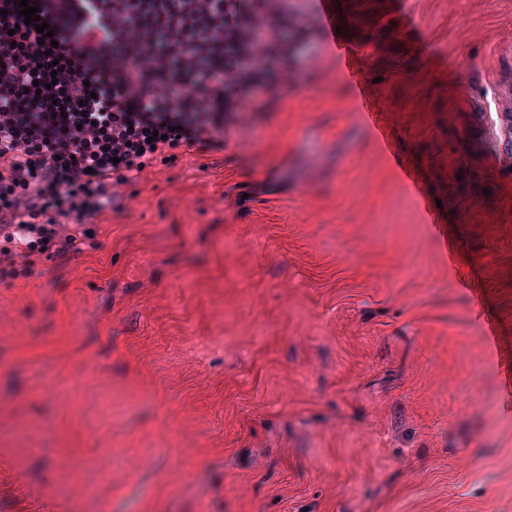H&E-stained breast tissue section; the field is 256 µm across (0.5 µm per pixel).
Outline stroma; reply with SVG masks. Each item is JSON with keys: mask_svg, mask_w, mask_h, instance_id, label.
<instances>
[{"mask_svg": "<svg viewBox=\"0 0 512 512\" xmlns=\"http://www.w3.org/2000/svg\"><path fill=\"white\" fill-rule=\"evenodd\" d=\"M364 2L354 64L432 215L319 38L255 129L0 286V512H512V156L457 101H492L512 0ZM345 74L354 80L357 86V97L354 101L352 112H357V115L364 120L367 125L376 134L380 147L384 154H386L395 164L399 170L402 181L405 186L412 192L413 196L420 202L426 209L427 200L424 193V186L428 178L425 167L420 164L414 166L407 165L403 162L393 148V144L388 132V129L383 125L380 119V112L382 107L378 100L372 98L366 85L362 79L356 74L355 70L350 64L346 66Z\"/></svg>", "mask_w": 512, "mask_h": 512, "instance_id": "1", "label": "stroma"}]
</instances>
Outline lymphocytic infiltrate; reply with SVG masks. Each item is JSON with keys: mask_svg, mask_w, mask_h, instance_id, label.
<instances>
[{"mask_svg": "<svg viewBox=\"0 0 512 512\" xmlns=\"http://www.w3.org/2000/svg\"><path fill=\"white\" fill-rule=\"evenodd\" d=\"M291 2L90 0L65 33L72 0H29L59 43L49 51L20 0H0V285L77 257L146 169L223 150L296 85L322 24ZM108 54L111 77L89 79Z\"/></svg>", "mask_w": 512, "mask_h": 512, "instance_id": "obj_1", "label": "lymphocytic infiltrate"}]
</instances>
